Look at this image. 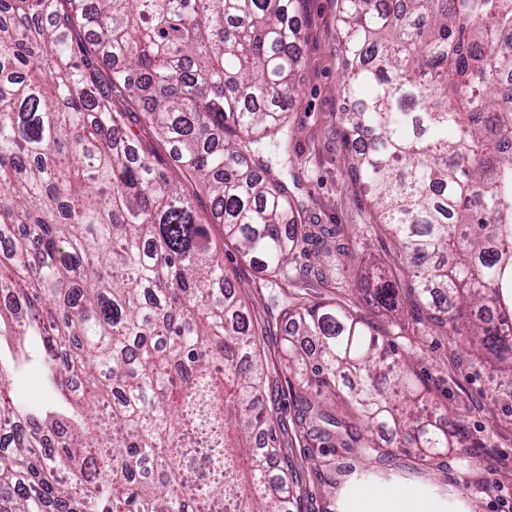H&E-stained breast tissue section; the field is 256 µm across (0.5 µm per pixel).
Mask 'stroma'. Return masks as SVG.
I'll list each match as a JSON object with an SVG mask.
<instances>
[{
	"mask_svg": "<svg viewBox=\"0 0 512 512\" xmlns=\"http://www.w3.org/2000/svg\"><path fill=\"white\" fill-rule=\"evenodd\" d=\"M336 11V0H304V67L290 114L292 133L285 143L263 139L259 152L280 169L295 202L303 206L306 223L327 226L333 244L356 254L354 261L345 263L300 252L295 265L312 264L345 278L350 286L347 303L365 315L369 308L360 294L365 270L379 262L396 265L397 255L392 240L375 222L369 195L354 185L345 162ZM212 234L224 251V268L246 303L265 313L266 300L253 287L255 271L242 261L234 243L225 240L222 225H214ZM379 326L390 333L399 352L411 357L432 397L477 445L466 455H449L441 466L416 471L402 454L379 465L337 450L321 460L316 512L325 507L354 512L357 498L366 491L377 494L376 512H512V418L486 398L485 377L476 376L462 349L429 323L410 281H402L394 308L380 317Z\"/></svg>",
	"mask_w": 512,
	"mask_h": 512,
	"instance_id": "35a3bbf8",
	"label": "stroma"
}]
</instances>
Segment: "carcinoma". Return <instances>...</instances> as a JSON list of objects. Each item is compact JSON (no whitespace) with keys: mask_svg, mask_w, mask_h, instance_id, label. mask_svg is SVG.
<instances>
[{"mask_svg":"<svg viewBox=\"0 0 512 512\" xmlns=\"http://www.w3.org/2000/svg\"><path fill=\"white\" fill-rule=\"evenodd\" d=\"M301 5L0 0V512H302L291 448L434 465L475 447L388 333L288 291L322 239L258 144L291 133ZM336 25L348 164L512 416V0H338ZM213 224L277 313L253 320ZM362 292L382 316L398 283ZM33 359L36 404L11 387Z\"/></svg>","mask_w":512,"mask_h":512,"instance_id":"obj_1","label":"carcinoma"}]
</instances>
